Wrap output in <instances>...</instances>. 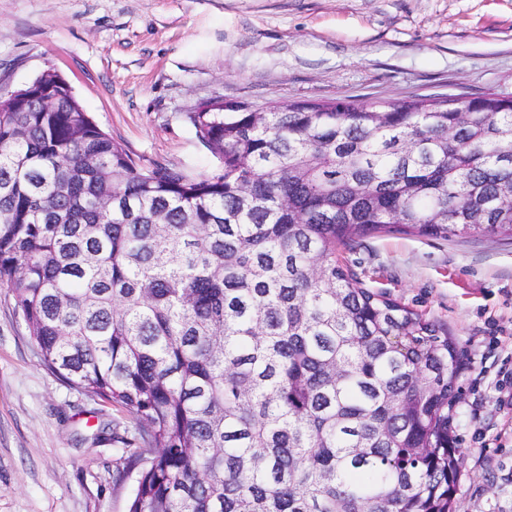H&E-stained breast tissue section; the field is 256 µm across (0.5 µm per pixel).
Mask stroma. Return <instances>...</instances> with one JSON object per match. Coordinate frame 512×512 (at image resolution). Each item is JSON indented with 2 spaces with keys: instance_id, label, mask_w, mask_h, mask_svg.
Listing matches in <instances>:
<instances>
[{
  "instance_id": "obj_1",
  "label": "stroma",
  "mask_w": 512,
  "mask_h": 512,
  "mask_svg": "<svg viewBox=\"0 0 512 512\" xmlns=\"http://www.w3.org/2000/svg\"><path fill=\"white\" fill-rule=\"evenodd\" d=\"M54 70L136 162L216 161L185 121L249 105L512 93V0H0V88ZM368 286L446 325L461 512H512V239L390 231L347 255ZM129 414L42 363L0 288V512H128L112 424Z\"/></svg>"
}]
</instances>
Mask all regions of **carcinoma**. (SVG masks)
Segmentation results:
<instances>
[{"mask_svg": "<svg viewBox=\"0 0 512 512\" xmlns=\"http://www.w3.org/2000/svg\"><path fill=\"white\" fill-rule=\"evenodd\" d=\"M184 117L208 174L139 165L53 70L0 89V286L139 425L129 512H456V343L338 252L512 238V96Z\"/></svg>", "mask_w": 512, "mask_h": 512, "instance_id": "carcinoma-1", "label": "carcinoma"}]
</instances>
